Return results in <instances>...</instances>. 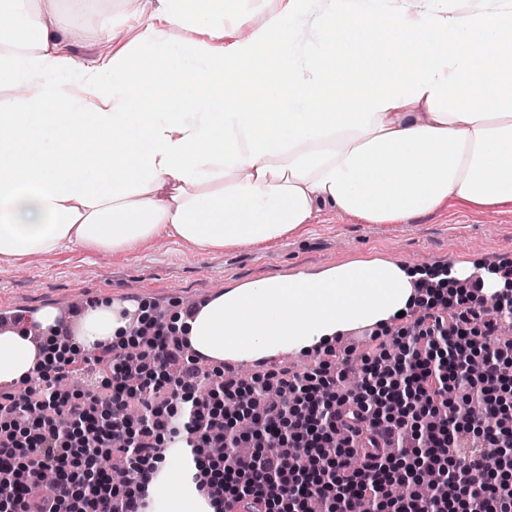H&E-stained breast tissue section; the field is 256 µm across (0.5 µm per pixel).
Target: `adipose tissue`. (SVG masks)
<instances>
[{
    "label": "adipose tissue",
    "mask_w": 512,
    "mask_h": 512,
    "mask_svg": "<svg viewBox=\"0 0 512 512\" xmlns=\"http://www.w3.org/2000/svg\"><path fill=\"white\" fill-rule=\"evenodd\" d=\"M0 0V253L126 252L164 235L203 252L305 232L328 208L405 224L448 202L512 204V0ZM94 8L97 57L72 53ZM428 270L358 261L226 290L176 320L199 356L302 353L407 310ZM118 303L78 345L130 343ZM42 356L0 333V387ZM153 512H212L162 472Z\"/></svg>",
    "instance_id": "1"
}]
</instances>
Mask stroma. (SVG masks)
Returning a JSON list of instances; mask_svg holds the SVG:
<instances>
[{
  "mask_svg": "<svg viewBox=\"0 0 512 512\" xmlns=\"http://www.w3.org/2000/svg\"><path fill=\"white\" fill-rule=\"evenodd\" d=\"M490 257L512 264V205L476 211L451 203L406 224H360L320 210L306 235L260 246L203 253L160 237L118 255L78 246L20 264L0 255V312L52 307L74 316L79 306L112 299L150 304L170 320L187 301L265 278L317 275L359 260L433 267Z\"/></svg>",
  "mask_w": 512,
  "mask_h": 512,
  "instance_id": "35a3bbf8",
  "label": "stroma"
}]
</instances>
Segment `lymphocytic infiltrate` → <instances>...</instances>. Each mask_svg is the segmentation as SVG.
<instances>
[{"mask_svg":"<svg viewBox=\"0 0 512 512\" xmlns=\"http://www.w3.org/2000/svg\"><path fill=\"white\" fill-rule=\"evenodd\" d=\"M508 288L487 310L481 279L461 283L446 298L420 284L422 313L398 329L391 343L364 355L363 382L344 384L346 361L318 358L304 372L270 371L242 382L214 381L155 315L129 369L118 346L101 343L95 362H109L110 379L86 393L63 390L80 375L75 358H49L37 368L38 386L0 392V482L14 489L0 512H148V488L163 445L191 448L193 479L215 512H273L291 488L294 512L312 499L329 512H448L468 498L473 512H512V479L488 472L485 456L512 447V417L503 409L512 380V340L501 341V321L512 319V265L500 266ZM482 361L477 379L461 367ZM277 387L278 401L264 399ZM480 403L483 414L467 412ZM224 438L231 452L212 455ZM128 459L130 475L112 485L100 470L109 456ZM55 491L36 498L29 487L46 473ZM430 476V497L388 496L393 483Z\"/></svg>","mask_w":512,"mask_h":512,"instance_id":"obj_1","label":"lymphocytic infiltrate"}]
</instances>
